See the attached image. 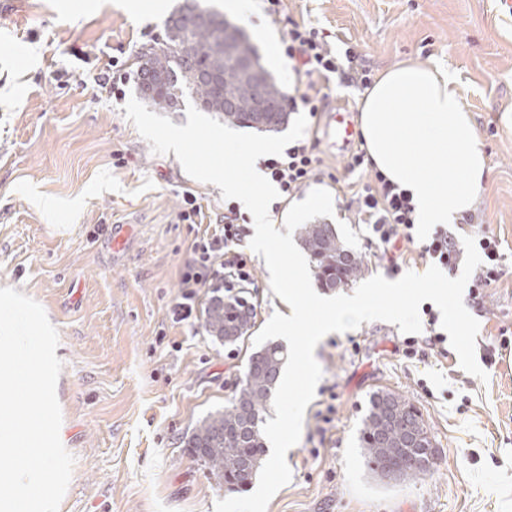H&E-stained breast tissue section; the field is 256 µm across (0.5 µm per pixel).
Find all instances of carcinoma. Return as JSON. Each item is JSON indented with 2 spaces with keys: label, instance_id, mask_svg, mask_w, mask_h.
<instances>
[{
  "label": "carcinoma",
  "instance_id": "obj_1",
  "mask_svg": "<svg viewBox=\"0 0 512 512\" xmlns=\"http://www.w3.org/2000/svg\"><path fill=\"white\" fill-rule=\"evenodd\" d=\"M140 95L162 112H175L191 99L224 123L274 132L288 124L285 94L261 63L250 38L237 26L224 32V14L201 0H182L165 21L162 40L136 56ZM266 105L268 111H258ZM302 248L315 262L323 288H339L358 278L363 257L345 244L332 224L298 228ZM255 307L244 296L211 297L205 328L226 345L251 329ZM284 349L270 344L253 353L234 398L224 410L193 428L185 446L228 491H242L255 479L266 456L262 424L278 386ZM360 448L380 479L416 481L433 474L426 465L432 438L422 414L390 391L371 394L363 419Z\"/></svg>",
  "mask_w": 512,
  "mask_h": 512
}]
</instances>
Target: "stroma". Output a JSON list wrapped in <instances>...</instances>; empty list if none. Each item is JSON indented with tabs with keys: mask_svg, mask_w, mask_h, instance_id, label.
Instances as JSON below:
<instances>
[{
	"mask_svg": "<svg viewBox=\"0 0 512 512\" xmlns=\"http://www.w3.org/2000/svg\"><path fill=\"white\" fill-rule=\"evenodd\" d=\"M181 0H0V282L44 308L63 363L61 430L75 458L59 512H214L227 493L184 441L238 389L252 337L224 347L204 320L175 323L170 307L194 238L178 212L192 190L208 219L224 212L220 188L186 174L175 154H153L123 99L97 90V75L119 61L135 74L139 48L163 38ZM280 17L244 30L284 93L297 76L280 50L286 18L305 20L357 44L375 71L404 61L456 74L489 168L476 205L508 256L504 281L476 312L475 356L486 379L457 355L402 354L398 325L370 321L331 333L318 345L322 369L299 442L286 455L292 473L267 512H512V18L494 0H284ZM334 178V224L365 260V275L424 273L407 249L390 270L346 209L336 180H347L345 151L321 140ZM130 227L113 249L111 228ZM246 297L255 329L287 304L270 288L265 260L253 256ZM379 389L410 400L438 451L432 476L380 481L359 445L362 417ZM330 410L327 434L318 411Z\"/></svg>",
	"mask_w": 512,
	"mask_h": 512,
	"instance_id": "35a3bbf8",
	"label": "stroma"
}]
</instances>
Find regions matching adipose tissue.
<instances>
[{"mask_svg": "<svg viewBox=\"0 0 512 512\" xmlns=\"http://www.w3.org/2000/svg\"><path fill=\"white\" fill-rule=\"evenodd\" d=\"M372 164L410 191L421 224H455L471 211L487 162L455 75L407 63L380 73L360 102Z\"/></svg>", "mask_w": 512, "mask_h": 512, "instance_id": "ef3b65f1", "label": "adipose tissue"}]
</instances>
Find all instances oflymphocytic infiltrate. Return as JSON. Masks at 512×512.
I'll list each match as a JSON object with an SVG mask.
<instances>
[{
  "label": "lymphocytic infiltrate",
  "mask_w": 512,
  "mask_h": 512,
  "mask_svg": "<svg viewBox=\"0 0 512 512\" xmlns=\"http://www.w3.org/2000/svg\"><path fill=\"white\" fill-rule=\"evenodd\" d=\"M283 55L288 65L301 78L288 97V109L302 112L310 119H318L328 108L326 87L330 80L366 90L374 82V73L366 65L356 45L333 49L324 30L307 23L289 21L281 35ZM318 135L295 140L282 154L268 155L257 161L259 169L279 191L273 209L293 199L312 182L322 180L318 156ZM347 171H362L365 179L353 191L347 204L358 223L368 227L371 238L382 246L390 263H397L402 254L398 240L414 242L416 205L410 193L402 189L376 169L369 161L364 143H357L344 157ZM464 232L449 231L447 225H434L430 236L420 243L419 254L430 259L448 276H455L465 259L463 236L477 242L482 260L469 283V297L476 308H483L484 299L491 288L506 276L502 241L486 225L482 213L463 216ZM249 221L240 202L228 199L224 213L216 220L213 231L195 235L190 245V256L180 272V291L172 306V319L182 323L197 315V300L201 289L233 293L237 288L252 283L254 266L243 250L249 235Z\"/></svg>",
  "instance_id": "1"
}]
</instances>
